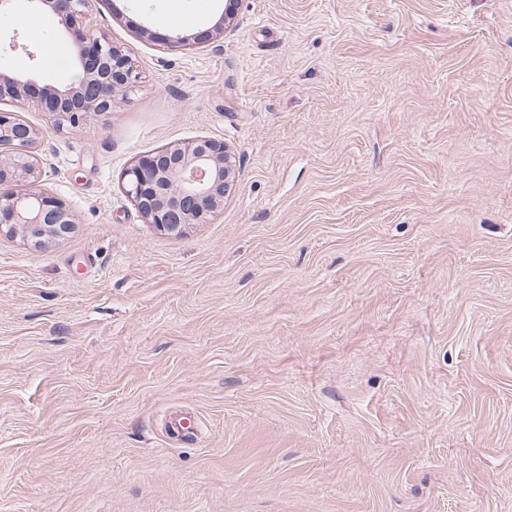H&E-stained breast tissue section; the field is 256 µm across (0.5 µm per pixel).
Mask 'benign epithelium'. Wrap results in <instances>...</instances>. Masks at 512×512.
I'll return each instance as SVG.
<instances>
[{
    "mask_svg": "<svg viewBox=\"0 0 512 512\" xmlns=\"http://www.w3.org/2000/svg\"><path fill=\"white\" fill-rule=\"evenodd\" d=\"M93 0H0V12L24 7L35 16L50 15L64 33L83 43L74 23ZM93 65L82 52L75 60L82 70L76 83L48 84L38 90L41 109L62 129L82 122L87 114L112 109L116 93L132 84L129 56L110 41L94 40ZM33 80L24 73L0 72V100L17 102L32 92ZM39 131L15 112L0 111V145L14 149L0 158V185L18 183L23 190L0 195V236H19L36 248L71 233L74 224L66 204L39 187L41 168L30 155ZM236 161L224 143L199 139L184 147H170L143 158L125 171L126 192L146 223L170 234L188 224H200L224 209Z\"/></svg>",
    "mask_w": 512,
    "mask_h": 512,
    "instance_id": "1",
    "label": "benign epithelium"
}]
</instances>
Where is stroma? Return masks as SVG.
Listing matches in <instances>:
<instances>
[{"mask_svg":"<svg viewBox=\"0 0 512 512\" xmlns=\"http://www.w3.org/2000/svg\"><path fill=\"white\" fill-rule=\"evenodd\" d=\"M180 8L78 19L110 112L0 102L75 223L0 238V512H512V0ZM201 138L224 209L157 231L125 171ZM92 66L78 49L75 60L82 70L78 83L47 84L38 90L37 98L43 112L60 130L82 122L88 113L105 114L112 109L116 93L132 84L129 56L110 41L93 40Z\"/></svg>","mask_w":512,"mask_h":512,"instance_id":"obj_1","label":"stroma"}]
</instances>
